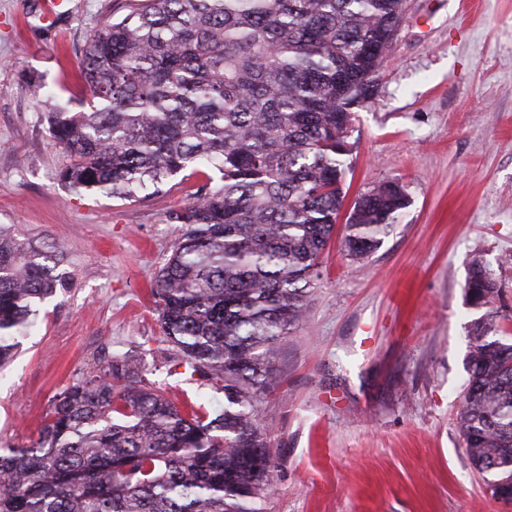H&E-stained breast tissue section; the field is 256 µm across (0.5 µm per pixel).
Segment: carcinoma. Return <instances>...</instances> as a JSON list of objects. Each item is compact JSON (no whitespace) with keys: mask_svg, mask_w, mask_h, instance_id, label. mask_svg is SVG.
<instances>
[{"mask_svg":"<svg viewBox=\"0 0 512 512\" xmlns=\"http://www.w3.org/2000/svg\"><path fill=\"white\" fill-rule=\"evenodd\" d=\"M403 0H127L87 37L89 111L59 106L48 132L72 192L166 194L210 168L153 295L191 373L224 409L186 413L126 358L55 396L38 439L0 448V512H258L270 495V438L258 397L275 391L279 343L304 320L345 200L359 87L387 58ZM409 206L397 182L362 193L343 255L369 257ZM60 255L0 227V364L66 287ZM470 305L499 295L472 265ZM498 313L471 325L457 420L492 497L512 502V342Z\"/></svg>","mask_w":512,"mask_h":512,"instance_id":"obj_1","label":"carcinoma"}]
</instances>
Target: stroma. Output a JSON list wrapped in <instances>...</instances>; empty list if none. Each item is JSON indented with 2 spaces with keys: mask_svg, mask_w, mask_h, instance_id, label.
Returning a JSON list of instances; mask_svg holds the SVG:
<instances>
[{
  "mask_svg": "<svg viewBox=\"0 0 512 512\" xmlns=\"http://www.w3.org/2000/svg\"><path fill=\"white\" fill-rule=\"evenodd\" d=\"M125 0H63L59 36L40 32L42 0H0V225L55 244L67 286L0 368V447H26L54 396L97 362L130 357L181 410L224 395L190 374L167 342L151 290L206 174L164 197L124 201L63 185L69 158L49 134L51 102L70 101L90 31ZM347 202L382 181L410 206L369 258L331 242L308 314L281 344L283 383L260 398L273 491L262 512H512L471 466L456 418L468 377L464 293L480 259L501 288L512 336V0H405L376 92L354 114Z\"/></svg>",
  "mask_w": 512,
  "mask_h": 512,
  "instance_id": "1",
  "label": "stroma"
}]
</instances>
